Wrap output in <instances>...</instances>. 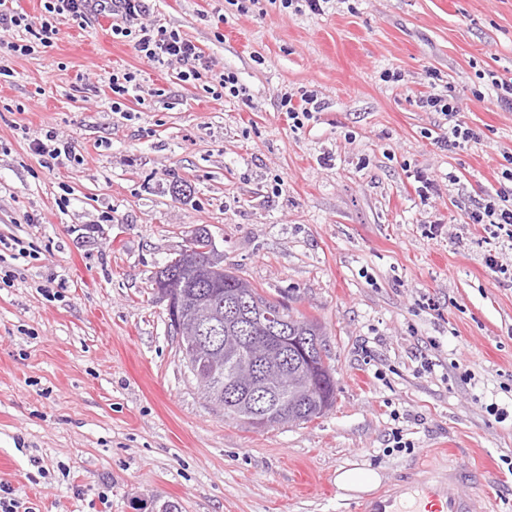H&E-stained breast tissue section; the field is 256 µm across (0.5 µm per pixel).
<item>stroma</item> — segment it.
I'll list each match as a JSON object with an SVG mask.
<instances>
[{
	"label": "stroma",
	"mask_w": 512,
	"mask_h": 512,
	"mask_svg": "<svg viewBox=\"0 0 512 512\" xmlns=\"http://www.w3.org/2000/svg\"><path fill=\"white\" fill-rule=\"evenodd\" d=\"M147 5L249 102L148 65L93 17L58 18L28 56L7 45L30 32L0 33V486L32 512H353L338 469L386 482L454 448L512 512V416L486 411L512 407V284L484 261L492 246L512 261V239L462 221L512 192V112L488 79L512 77V0ZM117 69L141 86L122 112ZM450 88L480 135L457 154L419 104ZM304 90L321 110L296 129L279 101ZM49 130L77 161L41 166ZM418 171L438 186L426 201ZM202 226L226 269L321 325L336 379L322 417L258 431L204 398L151 286ZM108 84L112 91V109L121 112L124 101L138 98L137 74L131 71H112L109 73Z\"/></svg>",
	"instance_id": "obj_1"
}]
</instances>
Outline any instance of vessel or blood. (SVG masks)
Listing matches in <instances>:
<instances>
[{
	"mask_svg": "<svg viewBox=\"0 0 512 512\" xmlns=\"http://www.w3.org/2000/svg\"><path fill=\"white\" fill-rule=\"evenodd\" d=\"M479 471L449 455L448 470L398 477L387 486L362 497L358 512H489V501L466 494L464 488L479 483Z\"/></svg>",
	"mask_w": 512,
	"mask_h": 512,
	"instance_id": "obj_1",
	"label": "vessel or blood"
}]
</instances>
